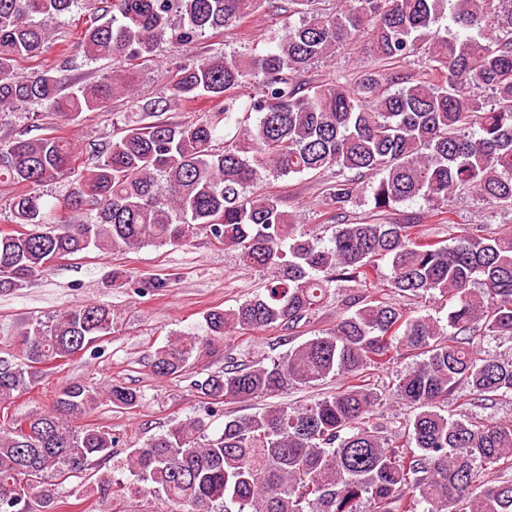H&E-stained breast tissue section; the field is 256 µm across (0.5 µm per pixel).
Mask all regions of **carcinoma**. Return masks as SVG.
<instances>
[{"instance_id":"carcinoma-1","label":"carcinoma","mask_w":512,"mask_h":512,"mask_svg":"<svg viewBox=\"0 0 512 512\" xmlns=\"http://www.w3.org/2000/svg\"><path fill=\"white\" fill-rule=\"evenodd\" d=\"M266 2L0 0V125L19 105L48 107L32 113L47 133L0 138V187H22L8 203L20 230L0 231V288L46 274L55 253L178 247L209 230L269 276L253 298L206 311L203 333L154 352L153 372L176 378L230 331L295 335L336 294L334 284L352 283L336 324L268 364L229 357L224 370L191 380L206 416L175 423L117 465L141 489L165 495L172 512H362L365 502L369 512H512V420L471 413L512 397V358L480 348L486 338L512 339V232L466 225L448 243L423 239L411 216L347 218L363 177L378 213L421 199L435 223L451 224L448 200L464 190L512 208V0H336L332 11L287 0L299 22L264 38V48L217 51L179 66L157 96H134L125 63L234 30ZM78 10L91 17L79 49L107 62L94 80L76 87L49 69L20 72L52 40L36 17ZM363 35L377 60L371 71L301 78ZM420 60L417 73L411 65ZM256 77L257 91L241 101L239 89ZM119 99L135 118L81 164L59 131ZM209 101L215 106L193 118L164 117ZM326 173L323 204L338 220L327 240L257 187L271 174ZM57 180L75 188L52 201L43 187ZM60 210L79 217L63 220ZM381 261L396 302L365 296ZM435 293L449 304L444 325L405 307ZM117 324L110 307L91 303L0 336V405L41 382L44 363L98 348ZM403 352L417 361L391 396L412 414L391 442L371 422L380 398L368 372ZM336 377V390L309 403L228 417L208 433L206 417L228 403ZM141 399L121 384L70 382L49 409L0 426V512H56L48 480L62 484L116 457L111 430L76 421L103 400L131 409Z\"/></svg>"}]
</instances>
